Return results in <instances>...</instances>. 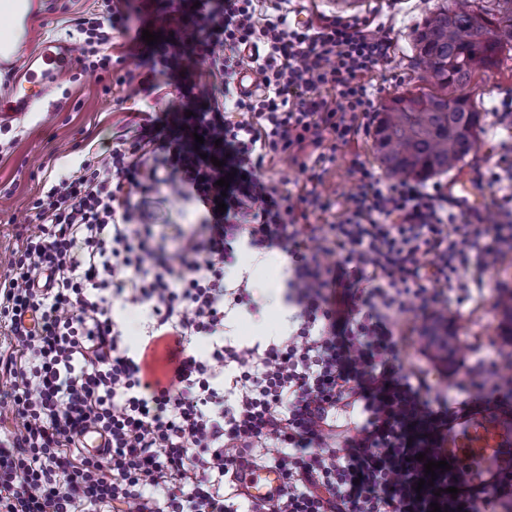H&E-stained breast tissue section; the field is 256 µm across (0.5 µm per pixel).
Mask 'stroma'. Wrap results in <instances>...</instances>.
Wrapping results in <instances>:
<instances>
[{"label":"stroma","instance_id":"obj_1","mask_svg":"<svg viewBox=\"0 0 512 512\" xmlns=\"http://www.w3.org/2000/svg\"><path fill=\"white\" fill-rule=\"evenodd\" d=\"M440 0H359L353 15L372 20L379 35L391 38L394 51L367 83L376 103H384L406 91L424 86L422 66L415 60L411 33ZM95 0H33L26 34L12 63L0 65V95L11 87L24 58L48 38L75 42L73 23L79 12L92 9ZM134 85L106 87L96 72H78L68 89L58 90L59 107L52 112L39 109L23 121L0 126V254L20 248L29 229L35 225L33 200L43 188L70 172L73 166L95 159L111 148L117 136H134L143 113L166 111L176 92L162 86L147 98L134 97ZM482 103L483 121L478 147L458 169L441 176L440 184L491 166L502 154L512 153V111L504 112L512 101V52L500 55L492 69L478 72L466 88ZM363 161L380 171L376 159L373 121L365 119L349 144L337 146L335 159L328 163L318 193L331 199L333 209L311 216L314 224H328L340 215V206L355 192L357 178L351 172L353 161ZM156 233L173 237L178 230L197 227L204 210L164 193L150 195L142 207ZM292 275L288 256L280 248L256 253L241 244L236 263L228 268L227 287L247 281L254 310L236 309L225 320L226 340L267 346L295 331L300 308L288 286ZM512 292V240L505 244L485 296L458 302L456 292L448 294L447 327L429 326L419 310L417 299L392 314L390 322L402 337L398 357L404 374L426 372L433 390L456 397L459 384L470 392H484L498 377L512 373V339L506 336L505 318L497 299ZM451 334V345H444L443 334Z\"/></svg>","mask_w":512,"mask_h":512}]
</instances>
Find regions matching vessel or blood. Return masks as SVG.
Segmentation results:
<instances>
[{
    "label": "vessel or blood",
    "instance_id": "b4317fda",
    "mask_svg": "<svg viewBox=\"0 0 512 512\" xmlns=\"http://www.w3.org/2000/svg\"><path fill=\"white\" fill-rule=\"evenodd\" d=\"M41 70L24 68L9 93L0 97V122L21 119L35 104L52 97L57 82L75 63V51L67 42H45L37 53ZM442 453L450 466V486L484 498L512 480V408L499 410H461L448 424ZM247 483L251 497L266 501L281 485L280 475L258 470Z\"/></svg>",
    "mask_w": 512,
    "mask_h": 512
}]
</instances>
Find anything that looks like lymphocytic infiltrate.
<instances>
[{
    "label": "lymphocytic infiltrate",
    "instance_id": "obj_1",
    "mask_svg": "<svg viewBox=\"0 0 512 512\" xmlns=\"http://www.w3.org/2000/svg\"><path fill=\"white\" fill-rule=\"evenodd\" d=\"M151 5L168 28L145 48L151 74L119 81L148 93L168 76L176 106L41 193L36 227L0 260V369L17 422L0 437V512H240L247 474L262 469L282 476L266 512H480L448 496L447 470L419 484L456 410L425 374H403L387 316L413 297L427 319H446L449 290L490 274L512 238V194L492 235L482 216L458 217L441 185L391 181L358 160L338 222L310 223L330 207L314 189L331 159L323 146L349 143L371 114L364 79L391 41L367 18L294 27L263 0ZM131 24L116 7L77 18L85 69L109 70L101 48ZM244 70L256 92L239 89ZM278 159L306 173L297 196L271 185ZM163 189L204 208L203 233L169 249L132 202ZM243 240L282 246L293 262L301 323L263 350L224 340L225 304L251 302L246 285L224 284ZM117 306L152 320L137 350ZM160 347L166 381L153 368ZM349 400L363 410L356 436L328 440L323 425ZM89 429L104 440L95 453L82 445Z\"/></svg>",
    "mask_w": 512,
    "mask_h": 512
}]
</instances>
